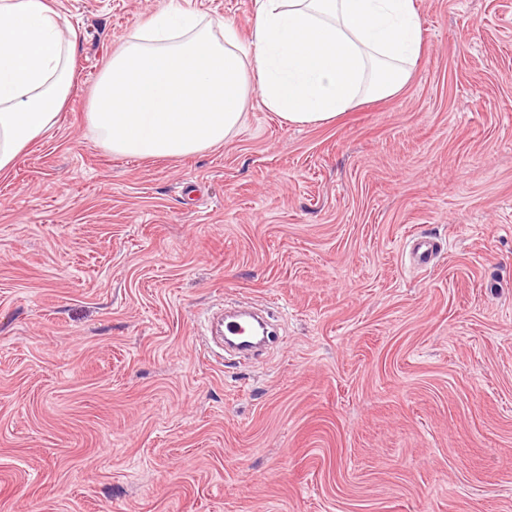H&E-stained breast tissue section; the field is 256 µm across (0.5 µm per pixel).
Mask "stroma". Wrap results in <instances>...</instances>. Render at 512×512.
Listing matches in <instances>:
<instances>
[{"label": "stroma", "mask_w": 512, "mask_h": 512, "mask_svg": "<svg viewBox=\"0 0 512 512\" xmlns=\"http://www.w3.org/2000/svg\"><path fill=\"white\" fill-rule=\"evenodd\" d=\"M48 2L74 81L0 173V512H512V0H415L391 98L299 126L252 87L144 160L89 131L113 51L173 4L248 40L257 0ZM232 301L277 321L256 358L204 350Z\"/></svg>", "instance_id": "obj_1"}]
</instances>
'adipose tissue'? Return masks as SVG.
Returning a JSON list of instances; mask_svg holds the SVG:
<instances>
[{"label":"adipose tissue","mask_w":512,"mask_h":512,"mask_svg":"<svg viewBox=\"0 0 512 512\" xmlns=\"http://www.w3.org/2000/svg\"><path fill=\"white\" fill-rule=\"evenodd\" d=\"M249 41L186 10L137 26L93 90L88 124L112 153L182 157L223 143L249 88L294 125L384 100L422 54L415 0H258ZM75 38L46 0H0V172L58 125L73 85Z\"/></svg>","instance_id":"obj_1"}]
</instances>
